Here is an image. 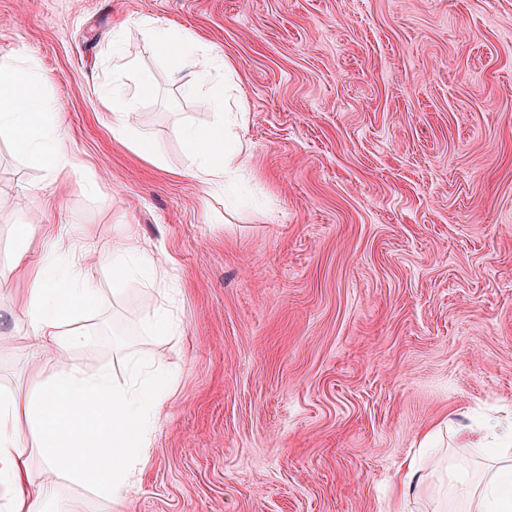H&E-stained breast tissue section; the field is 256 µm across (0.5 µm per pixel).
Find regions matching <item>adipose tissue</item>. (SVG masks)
Listing matches in <instances>:
<instances>
[{
    "instance_id": "1",
    "label": "adipose tissue",
    "mask_w": 512,
    "mask_h": 512,
    "mask_svg": "<svg viewBox=\"0 0 512 512\" xmlns=\"http://www.w3.org/2000/svg\"><path fill=\"white\" fill-rule=\"evenodd\" d=\"M143 26L159 55L174 56L180 69L191 71L188 92L215 114L211 129L180 131L193 158L181 175L209 193L237 178L248 162L243 149L226 145L235 123L224 115L223 83L210 79L225 60L218 53L187 47L178 31L148 19ZM48 80L22 52L0 51V136L10 137L20 155L42 164L53 177L72 179L79 163L61 131L62 104L44 93ZM151 91L150 75L138 72L132 84L116 82L103 92L102 104L112 108L113 133L128 131L136 101ZM90 266L111 268L118 283L136 268L158 280L167 275L159 256L132 228L112 240L82 245L80 263L64 276H55L46 265L33 268L20 314L39 387L23 400L0 389V512H48L59 498L63 476L78 485L96 486L112 504L123 506L134 491L132 472L147 460L159 415L171 399L167 388L152 403L143 399L144 382L158 372L152 357L135 360L121 384L105 371L84 374L72 362V351L93 341L89 333L65 329L78 305L96 299L85 273ZM86 412L92 413V422L79 423ZM456 435L460 447L473 453L492 451L486 473L472 481L459 474L457 464L434 455L442 438L437 428L424 435L420 448L401 466L403 500L413 502L433 476L438 486L432 512H512V417L460 428ZM78 448L91 452L93 464L75 457Z\"/></svg>"
}]
</instances>
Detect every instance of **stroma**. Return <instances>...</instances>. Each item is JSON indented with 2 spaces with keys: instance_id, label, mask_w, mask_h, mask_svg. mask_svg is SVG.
Returning a JSON list of instances; mask_svg holds the SVG:
<instances>
[{
  "instance_id": "stroma-1",
  "label": "stroma",
  "mask_w": 512,
  "mask_h": 512,
  "mask_svg": "<svg viewBox=\"0 0 512 512\" xmlns=\"http://www.w3.org/2000/svg\"><path fill=\"white\" fill-rule=\"evenodd\" d=\"M222 53L249 166L234 199L181 171L179 127L208 128L142 20ZM50 76L81 165L62 187L0 137V386L38 379L15 322L12 249L54 263L72 238L137 225L168 259L182 334L145 318L144 277L76 309L84 371L127 379L149 352L174 395L121 512H403L399 467L445 419L512 410V0H0V50ZM145 70L133 134L99 92ZM103 185L91 189V182Z\"/></svg>"
}]
</instances>
